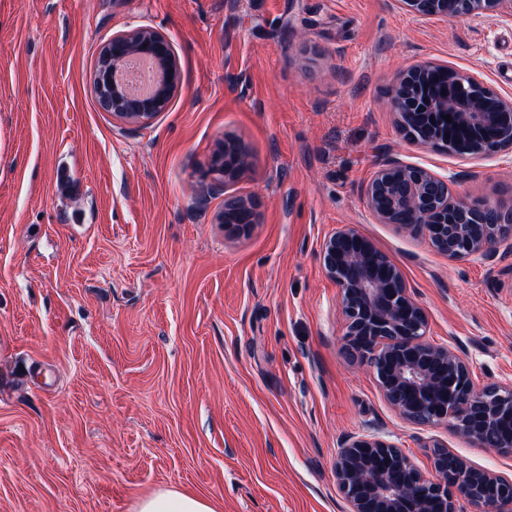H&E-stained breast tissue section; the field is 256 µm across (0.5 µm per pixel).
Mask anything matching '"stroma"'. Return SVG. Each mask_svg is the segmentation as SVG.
<instances>
[{"label":"stroma","instance_id":"1","mask_svg":"<svg viewBox=\"0 0 512 512\" xmlns=\"http://www.w3.org/2000/svg\"><path fill=\"white\" fill-rule=\"evenodd\" d=\"M137 26L179 86L144 123L103 111L95 60ZM431 61L512 99V18H418L400 0H0V512H135L175 488L215 512H347L341 440L376 431L423 472L433 443L512 478V454L404 420L350 362L324 241L349 225L404 274L425 339L476 386L512 384V238L493 266L379 223L396 159L512 205V154L408 140L387 106ZM247 156L202 171L225 137ZM255 199L249 235L216 216Z\"/></svg>","mask_w":512,"mask_h":512}]
</instances>
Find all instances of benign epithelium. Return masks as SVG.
<instances>
[{
  "mask_svg": "<svg viewBox=\"0 0 512 512\" xmlns=\"http://www.w3.org/2000/svg\"><path fill=\"white\" fill-rule=\"evenodd\" d=\"M411 14L448 20L500 12L512 17V0H401ZM112 43L120 66L130 55L151 58L168 81L145 97L112 86V99H98L129 122L148 119L145 108L167 105L179 82V67L168 38L147 26L118 33ZM443 73L446 94L431 88ZM388 105L405 136L450 154L491 156L512 152V101L475 77L449 66L419 62L393 81ZM451 121H446L445 116ZM246 157L232 139L212 156L205 175L235 180ZM370 210L382 224L424 234L450 260H495L499 242L512 234V208L449 196L448 180L419 166L388 161L366 191ZM222 222L247 234L255 223L252 200L224 198ZM322 264L341 291L348 356L369 366L387 401L409 422H451L458 433L484 448L512 452V385L476 387L467 361L448 346L424 340L427 319L412 298L401 270L351 227L336 231L321 250ZM433 468L425 474L399 446L376 434L350 436L336 454L334 476L349 512H512V479L469 465L435 444Z\"/></svg>",
  "mask_w": 512,
  "mask_h": 512,
  "instance_id": "1",
  "label": "benign epithelium"
}]
</instances>
